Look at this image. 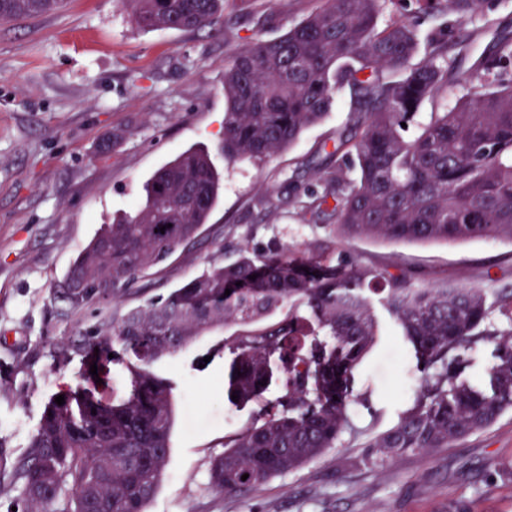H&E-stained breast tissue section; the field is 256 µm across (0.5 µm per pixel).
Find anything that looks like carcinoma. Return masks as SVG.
<instances>
[{"label": "carcinoma", "instance_id": "1", "mask_svg": "<svg viewBox=\"0 0 512 512\" xmlns=\"http://www.w3.org/2000/svg\"><path fill=\"white\" fill-rule=\"evenodd\" d=\"M388 1L431 17L443 2L467 18L487 5L318 0L284 35L255 39L230 56L224 158L262 163L285 151L348 86L365 110L339 146L347 147L358 178L341 190L344 168L337 167L309 204L334 217L340 243L512 240V32L499 33L461 68L438 63L448 56V31L440 25L429 36L430 58L416 63L412 25L378 27ZM120 2L144 30H199L224 12V0ZM58 6L59 0H0V21ZM385 72L396 79L383 80ZM450 86L459 89L454 99L420 118V105L444 97ZM219 190V173L205 151L180 153L145 183L143 202L78 255L62 300L79 309L120 297L139 273L196 239ZM377 303L413 348L421 404L368 444L370 459L385 464L446 448L512 410L511 288L450 294L342 255L288 247L255 255L241 247L232 262L119 318L105 315L57 346V359L73 352L92 362L111 356L126 363V394L111 402L81 386L61 391L65 403L47 402L26 455L10 465L0 456V475L23 487L21 512H145L168 465L174 416L172 386L151 365L235 323L246 330L225 343L232 355L225 397L236 394L243 406L256 401L276 367L284 380L281 394L250 428L225 438L224 453L212 462L214 490L245 493L336 446L348 425L354 371L377 336ZM482 343L495 346L485 378L457 380L463 356Z\"/></svg>", "mask_w": 512, "mask_h": 512}]
</instances>
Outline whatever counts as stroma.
<instances>
[{
	"mask_svg": "<svg viewBox=\"0 0 512 512\" xmlns=\"http://www.w3.org/2000/svg\"><path fill=\"white\" fill-rule=\"evenodd\" d=\"M316 0H226L213 29L138 28L121 0H65L52 13L0 24V450L22 456L57 392L82 385L122 397L124 365L79 354L54 359L100 316L121 317L167 295L241 244L315 252L332 246L329 217L310 218L339 134L361 103L342 87L330 112L266 163L224 158V64L246 43L288 32ZM448 57L489 45L512 22V0H490L478 20L453 13ZM189 148L208 153L222 178L219 199L194 243L139 275L119 300L70 309L57 299L78 254L113 217L143 198L144 183ZM348 258L405 272L419 285L457 292L512 287V240L388 242L357 239ZM379 336L354 372L349 427L335 447L245 494L210 485L225 436L249 427L257 405L224 398L237 325L206 333L155 371L174 387L170 459L145 512H512V412L431 454L370 465L366 444L417 406L420 372L395 320L377 308Z\"/></svg>",
	"mask_w": 512,
	"mask_h": 512,
	"instance_id": "1",
	"label": "stroma"
}]
</instances>
